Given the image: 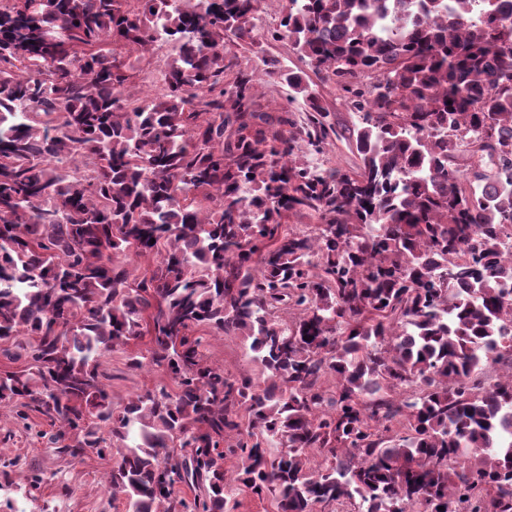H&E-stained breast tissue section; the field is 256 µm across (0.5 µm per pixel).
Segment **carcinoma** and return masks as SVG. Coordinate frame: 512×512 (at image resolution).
Wrapping results in <instances>:
<instances>
[{"label": "carcinoma", "instance_id": "cac0c4a2", "mask_svg": "<svg viewBox=\"0 0 512 512\" xmlns=\"http://www.w3.org/2000/svg\"><path fill=\"white\" fill-rule=\"evenodd\" d=\"M289 3L265 40L360 114L352 171L311 164L338 132L299 73L229 58L259 0H0V406L113 455L125 512H512V12ZM145 336L176 390L117 406ZM207 356L232 375L255 373V366L239 336H208Z\"/></svg>", "mask_w": 512, "mask_h": 512}]
</instances>
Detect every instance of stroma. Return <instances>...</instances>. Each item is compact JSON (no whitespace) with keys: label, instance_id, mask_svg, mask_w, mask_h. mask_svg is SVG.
I'll return each instance as SVG.
<instances>
[{"label":"stroma","instance_id":"obj_1","mask_svg":"<svg viewBox=\"0 0 512 512\" xmlns=\"http://www.w3.org/2000/svg\"><path fill=\"white\" fill-rule=\"evenodd\" d=\"M278 57L289 69L301 73L327 104L339 133L324 157L326 165L348 171L357 158L348 135L360 123L358 113L341 100L334 83L316 74L308 63L285 42L266 46L263 53L238 55L241 67L261 70L262 56ZM207 355L233 375L254 373L255 366L236 336H212ZM106 383L114 403L160 385L170 384L164 368H129L125 351L112 352L107 360ZM48 422L37 416L20 419L10 407H0V500H11L25 512H123L121 501L112 499L104 486V477L113 465L111 457L91 455L71 464L65 456L49 447L45 438Z\"/></svg>","mask_w":512,"mask_h":512}]
</instances>
